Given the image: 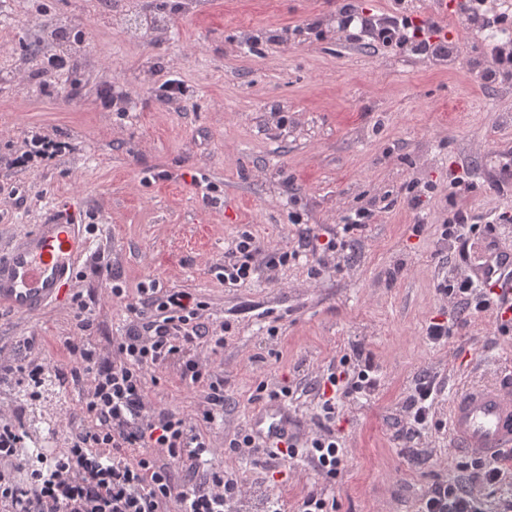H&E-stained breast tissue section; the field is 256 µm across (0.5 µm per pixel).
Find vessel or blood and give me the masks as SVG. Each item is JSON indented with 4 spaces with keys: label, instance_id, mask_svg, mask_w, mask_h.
I'll return each instance as SVG.
<instances>
[{
    "label": "vessel or blood",
    "instance_id": "b4317fda",
    "mask_svg": "<svg viewBox=\"0 0 512 512\" xmlns=\"http://www.w3.org/2000/svg\"><path fill=\"white\" fill-rule=\"evenodd\" d=\"M90 245L78 216L70 210L17 236L0 249V307L33 315L60 301L71 275ZM477 284L512 286V251H503L472 270ZM250 426L275 439L292 433L287 407L271 402L254 412ZM448 443L466 457L493 458L512 448V371L460 388L448 405Z\"/></svg>",
    "mask_w": 512,
    "mask_h": 512
}]
</instances>
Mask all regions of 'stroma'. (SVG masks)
Here are the masks:
<instances>
[{"label": "stroma", "mask_w": 512, "mask_h": 512, "mask_svg": "<svg viewBox=\"0 0 512 512\" xmlns=\"http://www.w3.org/2000/svg\"><path fill=\"white\" fill-rule=\"evenodd\" d=\"M344 2L176 0L160 20L137 17L125 0H8L0 158L20 155L35 131L65 148L22 169L0 165V245L64 208L81 213L92 240L61 302L29 316L0 308V350L50 362L64 399L46 436L18 385L0 384L29 448L64 451L83 422L90 384L66 347L77 333L72 293L82 292L95 319L88 336L107 351L125 302L144 288H174L232 326L223 351H195L224 379L214 445L248 426L262 383L290 387L294 424L312 428L323 374L373 357L374 389L342 396L336 410L347 450L336 477L306 461L256 468L228 453L202 465L250 486L239 512H264L271 495L292 510L311 490L335 498L336 512H416L434 484L458 475L448 404L466 382L512 367V310L467 308L439 285L481 262L489 229L512 250V77L475 78L478 38L458 0H448L450 57L396 40L351 42L340 29ZM44 13L65 39L39 25ZM59 49L73 65L41 87L44 56ZM168 78L187 86L189 100L157 96ZM359 208L372 210L370 223L344 231L341 215ZM458 210L471 217L464 250L442 235ZM244 231L300 257L227 289L216 274ZM342 231L346 249L325 261L303 249L306 234ZM115 284L125 299L112 297ZM434 321L452 324L447 338L427 337ZM423 376L438 395L429 430L410 437L399 419ZM150 395L191 411L204 390L172 363Z\"/></svg>", "instance_id": "stroma-1"}]
</instances>
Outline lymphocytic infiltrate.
I'll return each instance as SVG.
<instances>
[{"label": "lymphocytic infiltrate", "instance_id": "1", "mask_svg": "<svg viewBox=\"0 0 512 512\" xmlns=\"http://www.w3.org/2000/svg\"><path fill=\"white\" fill-rule=\"evenodd\" d=\"M291 253L242 232L231 243L220 274L225 287L251 285L260 270L287 265ZM206 304L195 295L148 289L146 301L126 303L125 324L111 355L84 339L94 325L85 302H77L79 336L67 347L75 356L91 391L81 410L84 423L71 435L66 453L25 452V436L15 409H0V512H234L246 493L244 482L227 471L211 472L199 483H177L172 462L196 466L214 455L205 430L224 417V380L194 351L223 349L227 323L206 324ZM178 363L184 382L205 389L193 413L152 403L157 370ZM322 412L314 429L289 437L285 446L235 432L230 452L258 466L280 459L307 458L327 474H335L346 450L334 428L335 374L323 380ZM437 393L428 381L417 384L405 403L408 434L424 433ZM464 478L433 486L420 500V512H483L482 489L497 487L512 472V450L492 459L464 465Z\"/></svg>", "mask_w": 512, "mask_h": 512}]
</instances>
